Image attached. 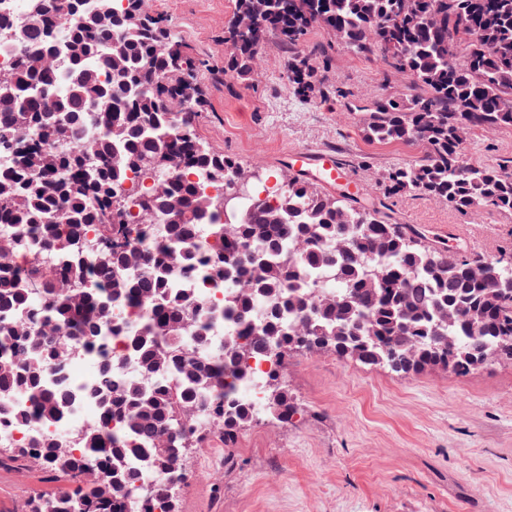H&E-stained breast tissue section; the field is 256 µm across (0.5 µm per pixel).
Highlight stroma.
Masks as SVG:
<instances>
[{"label":"stroma","instance_id":"35a3bbf8","mask_svg":"<svg viewBox=\"0 0 512 512\" xmlns=\"http://www.w3.org/2000/svg\"><path fill=\"white\" fill-rule=\"evenodd\" d=\"M171 20L212 72L201 82L197 131L226 155L281 183L287 153L330 150L359 205L390 222L444 240L456 225L472 255L512 253V212L459 211L417 192L380 193L392 167L422 153L417 145L379 144L350 109L378 92L405 90L404 76L337 51L331 78L353 100L328 94L303 100L285 89V53L268 39L249 85L224 77V25L235 0H143ZM465 158L476 165L512 161V128L466 130ZM284 380L297 413L288 423L242 430L232 456L208 436L187 461L179 512H512V363L492 361L466 375L441 368L401 374L331 354L289 357ZM58 482L39 466L0 463V512H23L28 495Z\"/></svg>","mask_w":512,"mask_h":512}]
</instances>
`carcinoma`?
Here are the masks:
<instances>
[{"mask_svg": "<svg viewBox=\"0 0 512 512\" xmlns=\"http://www.w3.org/2000/svg\"><path fill=\"white\" fill-rule=\"evenodd\" d=\"M27 2L17 24L0 13L18 46L0 69V403L22 394L35 418L57 422L70 393L46 373L77 349L101 382L73 443L0 447L68 485L28 496L26 512H179L191 449L208 433L232 446L257 418L226 391L252 382L254 357L269 364L262 415L279 423L297 412L283 381L294 353L397 373L512 361V266L430 243L290 174L273 204L225 203L256 174L197 135L208 64L175 29L136 0ZM313 27L409 79L407 95L360 107L368 140L425 148L388 171L383 194L512 211V166L468 162L458 136L512 127V0H235L224 75L250 80L272 37L293 94L324 96L328 46L306 43ZM130 173L152 185L129 201ZM198 272L224 290L219 304L174 286ZM117 304L146 320L112 321ZM219 309L231 327L207 349L201 323ZM114 334L135 363L121 380L125 362L106 353Z\"/></svg>", "mask_w": 512, "mask_h": 512, "instance_id": "1", "label": "carcinoma"}]
</instances>
